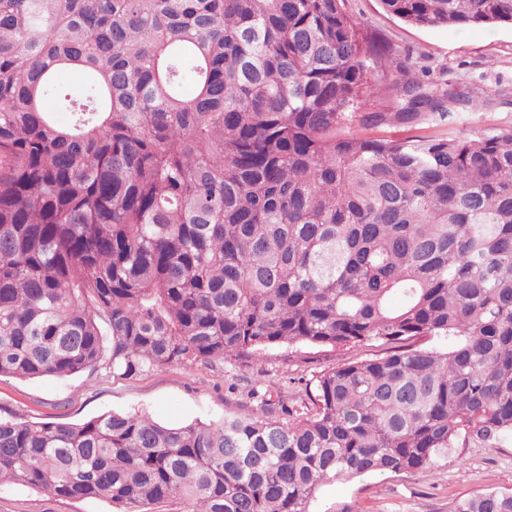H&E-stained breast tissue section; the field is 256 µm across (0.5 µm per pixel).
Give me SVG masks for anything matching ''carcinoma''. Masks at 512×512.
I'll use <instances>...</instances> for the list:
<instances>
[{"label":"carcinoma","mask_w":512,"mask_h":512,"mask_svg":"<svg viewBox=\"0 0 512 512\" xmlns=\"http://www.w3.org/2000/svg\"><path fill=\"white\" fill-rule=\"evenodd\" d=\"M342 2L0 0L1 377L389 346L250 417L0 418V488L311 512L325 483L512 436V133L426 132L482 102L391 57L397 109L361 111L388 87ZM381 3L421 28L512 24V0ZM68 68L85 82L59 92ZM379 127L418 134L359 132ZM450 512H512V492Z\"/></svg>","instance_id":"obj_1"}]
</instances>
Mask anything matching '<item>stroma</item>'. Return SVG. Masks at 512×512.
I'll list each match as a JSON object with an SVG mask.
<instances>
[{"instance_id":"obj_1","label":"stroma","mask_w":512,"mask_h":512,"mask_svg":"<svg viewBox=\"0 0 512 512\" xmlns=\"http://www.w3.org/2000/svg\"><path fill=\"white\" fill-rule=\"evenodd\" d=\"M345 11L364 21V48L390 49L426 69L429 79L445 78L451 89L483 90L478 112H453L434 123L436 134L469 137L512 130V26L419 28L387 13L380 0H344ZM384 344L368 341L332 351L282 346L262 356L221 364L188 361L125 377L87 369L66 377L0 378V416L21 422L79 423L103 413L144 412L183 426L216 421L225 413L251 414L249 391L261 385L284 392L291 404L306 397V386L323 371L348 361L374 359ZM489 489L512 490V438L495 447L459 448L415 473L369 474L323 485L312 512H450L456 499ZM0 512H112L104 499H55L14 485L0 489Z\"/></svg>"}]
</instances>
